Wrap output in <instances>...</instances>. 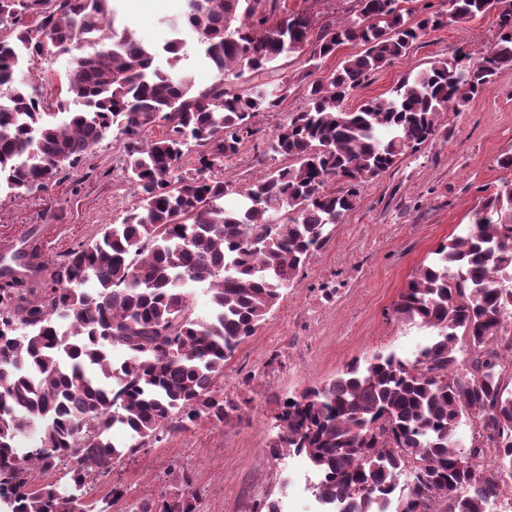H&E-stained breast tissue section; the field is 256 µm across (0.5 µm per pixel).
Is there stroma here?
<instances>
[{"mask_svg": "<svg viewBox=\"0 0 512 512\" xmlns=\"http://www.w3.org/2000/svg\"><path fill=\"white\" fill-rule=\"evenodd\" d=\"M185 5V0H154L138 16L128 0H117L116 24L130 26L137 41L159 48L171 37L167 19L180 16ZM496 31L495 16L487 15L422 37L408 56L353 90L345 109L389 96L407 73L458 49L481 57ZM356 51L341 46L319 71L309 69L305 56L282 58L278 73L290 84L288 96L276 111L252 118L255 134L225 161L224 179L241 187L261 169L282 167V158L265 156L268 140L289 113L306 106L307 85ZM440 124L433 141L360 185L355 207L309 257L297 287L283 292L257 335L226 363L228 376L253 380L243 394L242 420L219 428L200 424L117 465L97 489L102 496L116 484L127 488L116 512H127L138 498L157 497L167 487L166 468L183 466L204 492L201 512H245L263 500L280 502L284 512H308L309 501L297 493L302 474L312 470L306 457L288 453L273 461L267 454L278 432V404L334 379L353 359L392 353L411 360L431 342L430 330L399 318L394 304L437 247L464 231L482 198L512 181V170L498 164L512 154V76L491 84L461 111L443 113ZM125 146L124 136L107 133L83 162L62 166L46 194L16 198L1 188L0 259L10 260L21 247L34 248L42 260L56 264L78 243L99 239L108 224L121 222L140 201L125 173ZM325 285L334 288L332 298H322ZM279 339L287 342L288 355L271 374L261 373L260 358L270 355Z\"/></svg>", "mask_w": 512, "mask_h": 512, "instance_id": "1", "label": "stroma"}]
</instances>
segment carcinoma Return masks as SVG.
<instances>
[{
  "label": "carcinoma",
  "mask_w": 512,
  "mask_h": 512,
  "mask_svg": "<svg viewBox=\"0 0 512 512\" xmlns=\"http://www.w3.org/2000/svg\"><path fill=\"white\" fill-rule=\"evenodd\" d=\"M114 0H0V184L15 197L49 191L67 162H80L113 128L127 140L126 172L138 207L92 244L80 243L40 290L0 272V512H112L124 491H92L115 466L205 421L240 415L224 393V365L256 335L282 291L298 285L309 256L358 200V187L440 133L458 110L512 75V0H444L413 17L411 0H353L354 17L318 23L286 0H186L162 50L128 27L112 29ZM492 13L497 33L473 61L464 49L400 81L390 96L355 111L343 102L368 76L409 55L430 31ZM37 17L29 25L23 16ZM217 71L197 90L164 71L159 52L188 40ZM362 47L306 88L266 153L287 164L243 188L216 176L254 134L259 112L279 107L283 57L322 67L345 44ZM72 57L51 120L15 77L18 57L57 49ZM247 78L242 90L227 75ZM82 105L76 111L68 103ZM162 126V136L143 134ZM195 154L193 171L175 175ZM342 184L330 190L327 183ZM456 269L449 277L448 270ZM512 182L485 198L463 234L418 267L395 313L436 341L413 361L373 354L335 379L285 399L270 454L306 456L324 474L319 496L348 498L343 512H380L406 467L410 488L395 512H489L512 486ZM207 286L212 311L194 314L190 288ZM473 346L457 369V343ZM478 436L462 447L461 425ZM121 424L132 442L116 445ZM173 492L129 512H199L185 471L166 473ZM442 505L438 511L436 505Z\"/></svg>",
  "instance_id": "carcinoma-1"
}]
</instances>
